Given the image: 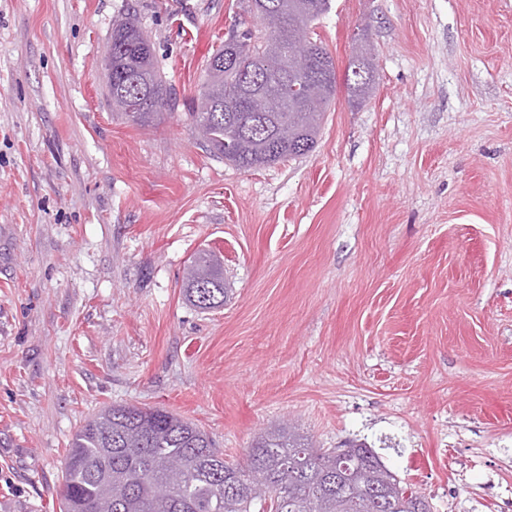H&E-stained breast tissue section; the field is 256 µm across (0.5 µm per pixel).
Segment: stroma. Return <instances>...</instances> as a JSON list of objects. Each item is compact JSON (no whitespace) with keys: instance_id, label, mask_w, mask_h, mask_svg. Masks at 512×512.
<instances>
[{"instance_id":"35a3bbf8","label":"stroma","mask_w":512,"mask_h":512,"mask_svg":"<svg viewBox=\"0 0 512 512\" xmlns=\"http://www.w3.org/2000/svg\"><path fill=\"white\" fill-rule=\"evenodd\" d=\"M238 0H0V512H59L76 430L160 406L225 460L288 422L366 444L432 512H512V0H332L344 70L308 155L243 170L187 115ZM134 10L175 110L114 114ZM199 250L231 286L180 293ZM375 48L368 39L364 44L352 46L343 84L348 102L358 107L370 99L378 86V69ZM189 264L183 279V299L202 311L224 307L231 288L224 277L222 257L212 251H199Z\"/></svg>"}]
</instances>
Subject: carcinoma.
<instances>
[{
    "instance_id": "obj_1",
    "label": "carcinoma",
    "mask_w": 512,
    "mask_h": 512,
    "mask_svg": "<svg viewBox=\"0 0 512 512\" xmlns=\"http://www.w3.org/2000/svg\"><path fill=\"white\" fill-rule=\"evenodd\" d=\"M242 14L260 22L208 55L205 79L188 116L215 156L250 170L311 152L335 99L336 61L311 40L305 72L288 62V42L299 27L315 34L330 0H239ZM104 70L112 109L135 100L129 119L144 124L158 108L173 107V92L155 64L153 44L135 15L112 20ZM371 41L351 48L343 84L358 107L378 86ZM231 288L224 262L212 251L189 261L182 296L210 311ZM314 449L290 425L265 431L246 462L233 464L196 424L160 407L103 408L73 436L60 490V512H416L425 501L380 464L362 480L340 471L336 450Z\"/></svg>"
}]
</instances>
